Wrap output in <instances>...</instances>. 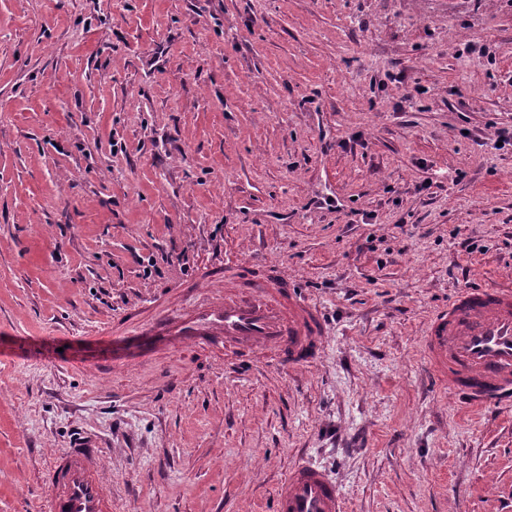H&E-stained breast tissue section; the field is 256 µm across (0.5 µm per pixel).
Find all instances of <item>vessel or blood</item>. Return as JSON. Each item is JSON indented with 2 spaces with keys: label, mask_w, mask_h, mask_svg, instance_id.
I'll return each instance as SVG.
<instances>
[{
  "label": "vessel or blood",
  "mask_w": 512,
  "mask_h": 512,
  "mask_svg": "<svg viewBox=\"0 0 512 512\" xmlns=\"http://www.w3.org/2000/svg\"><path fill=\"white\" fill-rule=\"evenodd\" d=\"M224 298L175 325L181 342L223 338L248 358L261 354L304 368L319 359L326 322L298 295L295 279L271 266L244 264L225 272ZM424 359L437 384L466 404L512 407V287L459 289L431 316ZM52 512H112V495L96 452L69 448L51 470ZM278 512H345L344 494L320 468L296 464L277 492Z\"/></svg>",
  "instance_id": "b4317fda"
}]
</instances>
